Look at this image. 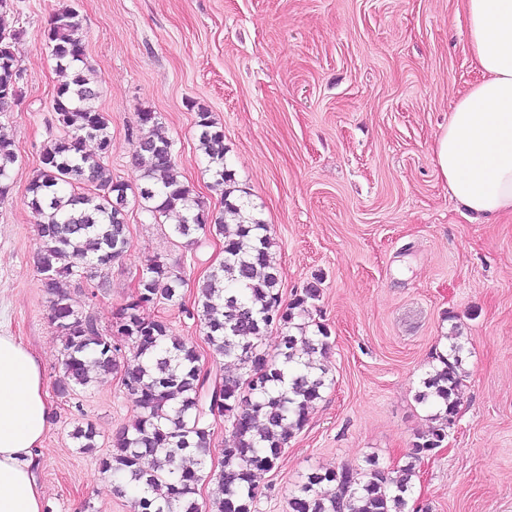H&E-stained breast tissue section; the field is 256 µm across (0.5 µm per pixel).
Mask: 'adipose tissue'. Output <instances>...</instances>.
<instances>
[{"instance_id": "1", "label": "adipose tissue", "mask_w": 512, "mask_h": 512, "mask_svg": "<svg viewBox=\"0 0 512 512\" xmlns=\"http://www.w3.org/2000/svg\"><path fill=\"white\" fill-rule=\"evenodd\" d=\"M465 13L483 78L457 98L434 160L472 221L487 222L512 212V0H465ZM51 415L39 359L0 330V512H44L34 450Z\"/></svg>"}]
</instances>
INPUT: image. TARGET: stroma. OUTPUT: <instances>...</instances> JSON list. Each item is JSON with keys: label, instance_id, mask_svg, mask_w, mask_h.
I'll list each match as a JSON object with an SVG mask.
<instances>
[{"label": "stroma", "instance_id": "stroma-1", "mask_svg": "<svg viewBox=\"0 0 512 512\" xmlns=\"http://www.w3.org/2000/svg\"><path fill=\"white\" fill-rule=\"evenodd\" d=\"M69 6L83 19L85 76L109 121L106 159L117 180L141 182L137 114L160 115L183 180L222 211L195 136L198 110L224 131V161L275 240L283 299L310 282L313 316L331 331L329 384L270 472L257 476V512H288L310 472L404 465L429 411L417 399L435 351L468 336V376L444 447L417 464L416 512H512V215L469 219L433 157L454 101L481 78L462 0H9L0 30L23 70L21 94L0 112L18 160L0 201V324L40 359L47 388L63 344L34 265L38 215L29 183L62 76L43 31ZM129 248L83 289L81 310L109 329L147 260L181 270L185 300L224 259L223 242L188 244L138 205L125 209ZM172 336L195 342L205 368L235 373L196 321L166 305ZM36 455L45 512H131L103 486L99 461L136 414L118 376L51 399ZM93 423L97 448L76 447Z\"/></svg>", "mask_w": 512, "mask_h": 512}]
</instances>
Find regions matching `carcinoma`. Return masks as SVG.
<instances>
[{"mask_svg": "<svg viewBox=\"0 0 512 512\" xmlns=\"http://www.w3.org/2000/svg\"><path fill=\"white\" fill-rule=\"evenodd\" d=\"M44 37L56 67L71 74L53 99L59 134L49 135L28 188L29 205L40 216L36 268L48 276V319L64 344L60 389L70 392L120 374L137 415L116 434L99 470L112 479L115 494H132L134 512H257L256 473L276 467L327 387L329 330L314 320L296 322L311 315L320 288L312 282L282 304L270 227L238 194L224 166V132L211 113L199 110L195 126L198 148L210 163L212 188L224 201L219 215L181 179L174 141L162 133L159 115L143 110L137 113L134 142V161L142 171L134 197L154 219L173 221L181 237L200 233L223 239L224 261L198 283L190 309L182 272L155 258L143 268L139 299H130L115 314L110 330L102 331L83 314L71 288L127 252L125 207L131 186L113 179L106 164L109 124L96 105L98 92L82 75L86 46L80 14L71 7L58 10ZM21 74L6 35L0 34V112L19 96ZM89 141L96 144L93 153L84 151ZM16 161L13 142L0 134V200L11 190ZM226 213L235 223L225 222ZM157 303L196 320L209 346L233 360L238 373L203 374L194 344L170 335L165 318L141 315ZM272 328L280 330V342L270 353L263 338ZM114 336L131 341V357L120 359ZM467 344L468 338L458 335L448 351L435 353L417 395L435 425L415 435L403 466L389 471L369 459L365 468L312 472L288 499L289 512H410L416 463L442 447L454 425L468 375ZM221 420L228 428L224 468L207 472L205 457ZM96 435L89 422L72 432L84 453L95 451ZM206 479L220 482L224 497L202 506L196 494Z\"/></svg>", "mask_w": 512, "mask_h": 512, "instance_id": "cac0c4a2", "label": "carcinoma"}]
</instances>
